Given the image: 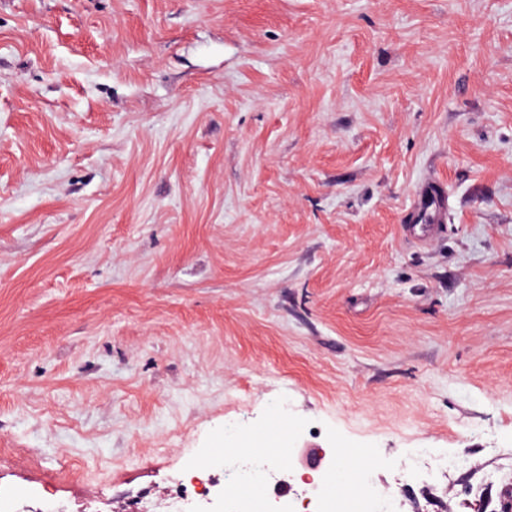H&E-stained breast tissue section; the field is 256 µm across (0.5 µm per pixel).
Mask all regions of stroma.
I'll return each instance as SVG.
<instances>
[{"instance_id": "35a3bbf8", "label": "stroma", "mask_w": 512, "mask_h": 512, "mask_svg": "<svg viewBox=\"0 0 512 512\" xmlns=\"http://www.w3.org/2000/svg\"><path fill=\"white\" fill-rule=\"evenodd\" d=\"M283 402L270 493L371 448L394 512L512 495V0H0V503L223 491ZM445 191L436 185L426 187L422 194L418 196L412 205L413 212L417 213L426 224H416L421 235H429L432 231H437L444 220ZM436 225V226H435ZM410 468H432L439 474H446L452 470H462L467 468L469 460L464 451H458L454 454H440L434 448H415L409 458ZM211 486L210 477L201 470L173 478L165 492L171 509L167 512H195L197 503L210 493Z\"/></svg>"}]
</instances>
